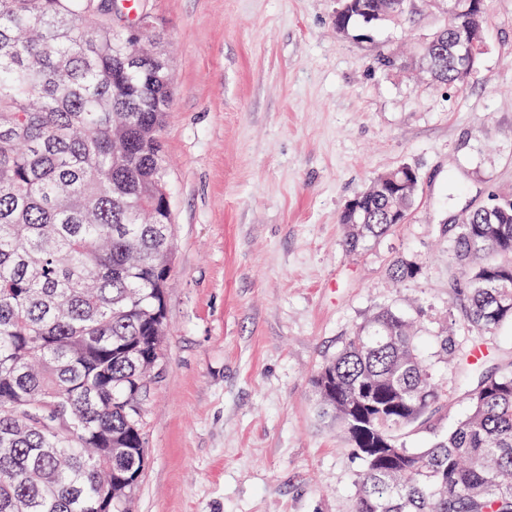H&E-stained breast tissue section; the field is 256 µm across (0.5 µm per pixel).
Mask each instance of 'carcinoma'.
I'll list each match as a JSON object with an SVG mask.
<instances>
[{"instance_id": "cac0c4a2", "label": "carcinoma", "mask_w": 512, "mask_h": 512, "mask_svg": "<svg viewBox=\"0 0 512 512\" xmlns=\"http://www.w3.org/2000/svg\"><path fill=\"white\" fill-rule=\"evenodd\" d=\"M0 0V512H126L145 467L142 415L161 370L171 276L164 118L172 73L130 57L146 13L119 0ZM411 0H341L336 29L394 24ZM454 32L424 42L440 85L458 87ZM377 177L343 210L345 250L395 228L417 198ZM460 318L482 338L512 323V196L448 225ZM401 260L397 282L417 276ZM412 319L373 313L312 379L362 470L355 512H512V365L466 391V414L424 448L443 390ZM112 484V497L104 488Z\"/></svg>"}]
</instances>
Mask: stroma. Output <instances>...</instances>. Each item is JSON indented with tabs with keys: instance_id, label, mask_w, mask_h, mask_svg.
Masks as SVG:
<instances>
[{
	"instance_id": "35a3bbf8",
	"label": "stroma",
	"mask_w": 512,
	"mask_h": 512,
	"mask_svg": "<svg viewBox=\"0 0 512 512\" xmlns=\"http://www.w3.org/2000/svg\"><path fill=\"white\" fill-rule=\"evenodd\" d=\"M174 76L162 131L175 265L163 366L143 408L146 465L129 512H354L359 460L312 388L356 326L389 306L433 343L446 405L420 447L467 411L451 383L512 363V326L477 339L450 314L449 225L512 195V0H489L464 86L388 70L445 15L337 32L338 0H146ZM410 165L406 223L358 253L338 218L378 176ZM399 258L419 274L392 283Z\"/></svg>"
}]
</instances>
